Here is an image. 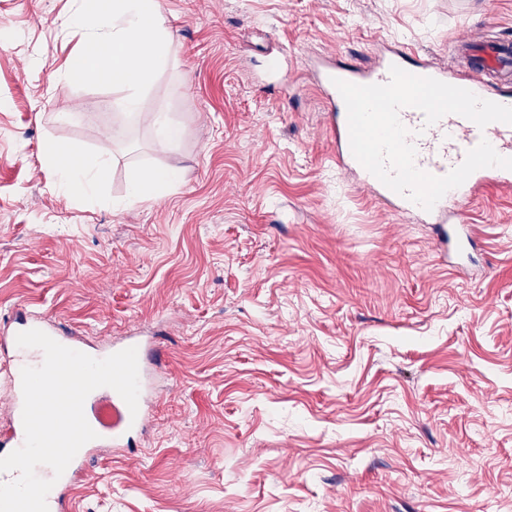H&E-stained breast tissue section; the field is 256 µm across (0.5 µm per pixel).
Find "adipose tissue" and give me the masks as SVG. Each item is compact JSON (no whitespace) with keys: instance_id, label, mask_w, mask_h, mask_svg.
Listing matches in <instances>:
<instances>
[{"instance_id":"adipose-tissue-1","label":"adipose tissue","mask_w":512,"mask_h":512,"mask_svg":"<svg viewBox=\"0 0 512 512\" xmlns=\"http://www.w3.org/2000/svg\"><path fill=\"white\" fill-rule=\"evenodd\" d=\"M68 23L85 32V48L70 59L69 69L89 82L107 73L118 75L127 95L117 105L136 111L139 91L166 60L159 0H83ZM46 156L55 167L58 184L83 194L96 190L109 164L106 154L72 153L59 143L48 145Z\"/></svg>"}]
</instances>
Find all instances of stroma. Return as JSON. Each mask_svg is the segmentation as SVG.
<instances>
[{
  "label": "stroma",
  "mask_w": 512,
  "mask_h": 512,
  "mask_svg": "<svg viewBox=\"0 0 512 512\" xmlns=\"http://www.w3.org/2000/svg\"><path fill=\"white\" fill-rule=\"evenodd\" d=\"M79 2L0 0V318L99 347L159 328L168 354L147 431L95 453L69 512H512V186L445 255L337 166L312 78L394 44L457 66L461 40L512 39V0H160L132 114L68 70ZM51 142L110 149L95 197L58 187ZM146 168L179 180L130 201ZM154 128L156 145L160 148L172 145L179 137L178 127L164 113L155 116Z\"/></svg>",
  "instance_id": "obj_1"
}]
</instances>
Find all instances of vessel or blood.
I'll list each match as a JSON object with an SVG mask.
<instances>
[{"label": "vessel or blood", "instance_id": "obj_1", "mask_svg": "<svg viewBox=\"0 0 512 512\" xmlns=\"http://www.w3.org/2000/svg\"><path fill=\"white\" fill-rule=\"evenodd\" d=\"M394 65L417 76L432 77L468 89L480 98L512 106V41L497 39L488 42L481 56L467 59L460 69L442 68L426 56L402 48L385 49L378 64L370 69L330 62L321 64L317 69L318 85L331 105L328 129L336 145L337 165L355 171L359 186L388 204L396 213L413 215L422 222L437 225L439 244L460 243L468 227L464 224L448 227L449 203L468 201L487 182L511 184L512 170L500 167L476 170L461 186L448 191L446 199L438 201L429 211L390 190L368 172L351 151L346 106L335 82L342 79L360 85L384 84L388 82L389 69ZM400 119L409 130V140L416 148L417 167L433 175H445L460 165L467 151L483 139L501 156L512 158L511 124L494 122L481 128L462 116L449 114L429 126L423 113L412 107L402 109ZM31 329L43 331L66 347L78 351L83 348L69 327L46 320L41 313L25 307L18 308L10 320L0 324V352L7 355L0 365L8 374L13 409L12 417L0 425V457L21 447L25 440L21 370L26 366H39L41 359L36 349L19 347L16 338L20 332ZM138 407L137 413H130L121 396L109 387L98 388L88 395L84 414L97 437L78 451L49 492V512H64L63 489L87 476V464L97 448L122 447L127 432L143 427L146 401H139Z\"/></svg>", "mask_w": 512, "mask_h": 512}]
</instances>
